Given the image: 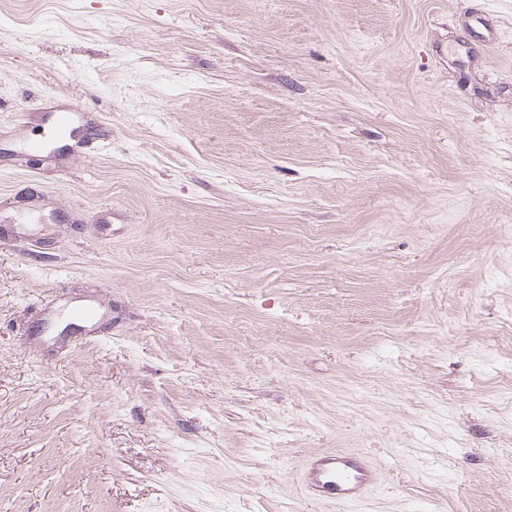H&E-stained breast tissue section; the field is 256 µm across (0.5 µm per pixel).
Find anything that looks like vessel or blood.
Returning a JSON list of instances; mask_svg holds the SVG:
<instances>
[{"label":"vessel or blood","instance_id":"b4317fda","mask_svg":"<svg viewBox=\"0 0 512 512\" xmlns=\"http://www.w3.org/2000/svg\"><path fill=\"white\" fill-rule=\"evenodd\" d=\"M380 482L376 464L358 453L323 452L306 461L301 472V484L311 502L361 505Z\"/></svg>","mask_w":512,"mask_h":512}]
</instances>
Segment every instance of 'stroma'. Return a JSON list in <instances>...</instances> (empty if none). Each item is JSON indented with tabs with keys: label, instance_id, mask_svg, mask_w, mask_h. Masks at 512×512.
Here are the masks:
<instances>
[{
	"label": "stroma",
	"instance_id": "1",
	"mask_svg": "<svg viewBox=\"0 0 512 512\" xmlns=\"http://www.w3.org/2000/svg\"><path fill=\"white\" fill-rule=\"evenodd\" d=\"M506 224L512 0H0V512H512ZM380 482L376 464L358 453L323 452L306 461L301 472V484L310 502L362 505Z\"/></svg>",
	"mask_w": 512,
	"mask_h": 512
}]
</instances>
